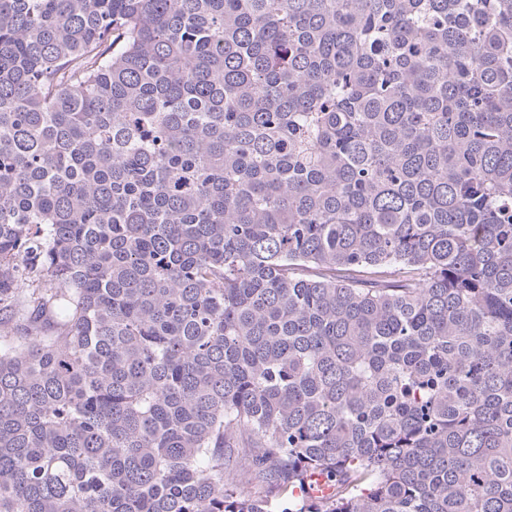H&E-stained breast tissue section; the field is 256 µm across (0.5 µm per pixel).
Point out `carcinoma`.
<instances>
[{"label":"carcinoma","mask_w":512,"mask_h":512,"mask_svg":"<svg viewBox=\"0 0 512 512\" xmlns=\"http://www.w3.org/2000/svg\"><path fill=\"white\" fill-rule=\"evenodd\" d=\"M0 321V512H512V0H0Z\"/></svg>","instance_id":"obj_1"}]
</instances>
